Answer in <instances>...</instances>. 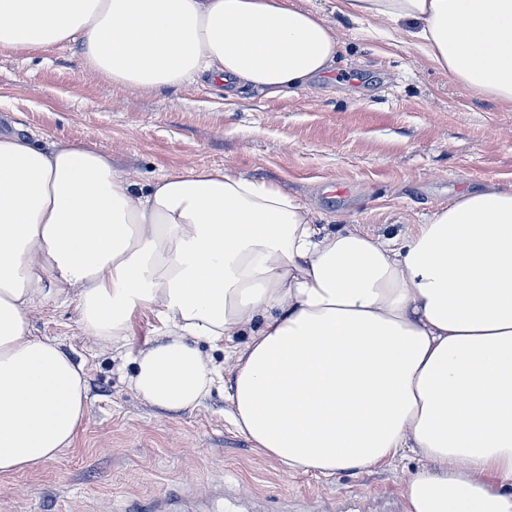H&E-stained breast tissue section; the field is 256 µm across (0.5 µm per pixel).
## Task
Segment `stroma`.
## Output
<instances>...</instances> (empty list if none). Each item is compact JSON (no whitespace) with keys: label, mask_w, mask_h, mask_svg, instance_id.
<instances>
[{"label":"stroma","mask_w":512,"mask_h":512,"mask_svg":"<svg viewBox=\"0 0 512 512\" xmlns=\"http://www.w3.org/2000/svg\"><path fill=\"white\" fill-rule=\"evenodd\" d=\"M339 23L332 73L268 97L205 83L143 92L83 66L78 48H0V134L92 145L145 183L162 171L229 166L306 200L319 223L395 235L462 192L512 186V112L425 64L405 33L342 21L337 0H293ZM36 335L84 363L88 417L74 448L0 479V512H129L169 497L176 512H371L421 467L408 454L371 473L291 475L228 422L223 391L192 411L145 403L130 367L85 336L74 307L46 301Z\"/></svg>","instance_id":"35a3bbf8"}]
</instances>
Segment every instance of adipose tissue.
Segmentation results:
<instances>
[{
    "mask_svg": "<svg viewBox=\"0 0 512 512\" xmlns=\"http://www.w3.org/2000/svg\"><path fill=\"white\" fill-rule=\"evenodd\" d=\"M407 30L430 65L512 111V0H338ZM76 45L113 84L204 81L269 97L332 72L336 26L292 0H0V47ZM73 304L127 351L129 387L191 411L225 388L236 431L291 473H368L405 452L407 512H512V189L466 192L395 236L334 231L232 168L142 184L94 147L0 135V477L72 448L83 364L34 335ZM154 335L130 344L137 313ZM235 360L232 378L214 351Z\"/></svg>",
    "mask_w": 512,
    "mask_h": 512,
    "instance_id": "ef3b65f1",
    "label": "adipose tissue"
}]
</instances>
